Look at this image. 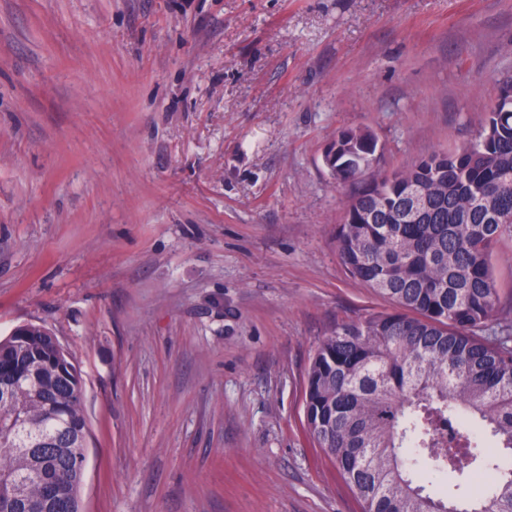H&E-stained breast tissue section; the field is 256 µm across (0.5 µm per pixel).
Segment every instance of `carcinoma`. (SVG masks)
I'll return each instance as SVG.
<instances>
[{
  "label": "carcinoma",
  "instance_id": "obj_1",
  "mask_svg": "<svg viewBox=\"0 0 512 512\" xmlns=\"http://www.w3.org/2000/svg\"><path fill=\"white\" fill-rule=\"evenodd\" d=\"M512 80L469 146L435 152L389 175L370 172L368 131H342L325 161L340 183L370 175L336 229L355 280L395 310L343 322L317 345L304 393L309 435L338 469L362 512H512V334H470L499 303L491 252L512 239ZM428 208L409 222V193ZM0 512H80L82 475L70 463L87 427L83 377L50 331L31 325L0 338ZM66 429L69 439L40 452ZM492 438L502 454L484 451ZM486 487L428 492L432 476ZM53 498H43V484Z\"/></svg>",
  "mask_w": 512,
  "mask_h": 512
}]
</instances>
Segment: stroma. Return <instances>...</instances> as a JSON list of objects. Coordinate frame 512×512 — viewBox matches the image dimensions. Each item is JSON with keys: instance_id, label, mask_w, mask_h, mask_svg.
Instances as JSON below:
<instances>
[{"instance_id": "1", "label": "stroma", "mask_w": 512, "mask_h": 512, "mask_svg": "<svg viewBox=\"0 0 512 512\" xmlns=\"http://www.w3.org/2000/svg\"><path fill=\"white\" fill-rule=\"evenodd\" d=\"M510 80L512 0H0V337L82 370L81 512H361L304 426L319 341L387 307L324 155L467 145Z\"/></svg>"}]
</instances>
